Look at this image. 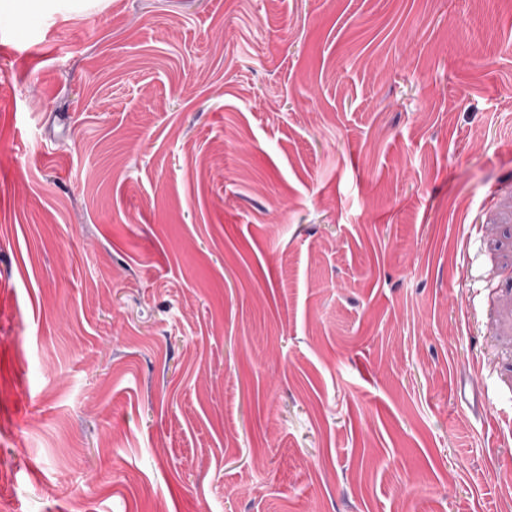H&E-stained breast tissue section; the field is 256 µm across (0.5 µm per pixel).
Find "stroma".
Returning a JSON list of instances; mask_svg holds the SVG:
<instances>
[{
    "label": "stroma",
    "mask_w": 512,
    "mask_h": 512,
    "mask_svg": "<svg viewBox=\"0 0 512 512\" xmlns=\"http://www.w3.org/2000/svg\"><path fill=\"white\" fill-rule=\"evenodd\" d=\"M13 512H512V0H0Z\"/></svg>",
    "instance_id": "35a3bbf8"
}]
</instances>
